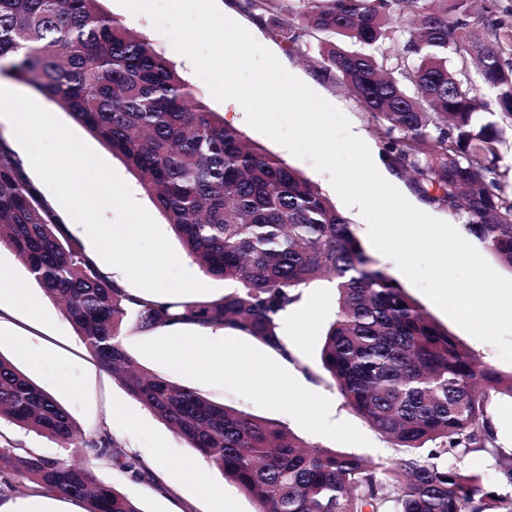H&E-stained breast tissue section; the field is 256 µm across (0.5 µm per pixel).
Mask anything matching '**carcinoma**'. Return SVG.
Here are the masks:
<instances>
[{
    "instance_id": "obj_1",
    "label": "carcinoma",
    "mask_w": 512,
    "mask_h": 512,
    "mask_svg": "<svg viewBox=\"0 0 512 512\" xmlns=\"http://www.w3.org/2000/svg\"><path fill=\"white\" fill-rule=\"evenodd\" d=\"M475 0H250L279 5L275 35L301 49L326 40L320 69L346 86L383 130L384 151L418 190L465 219L496 263L512 271V185L499 172L512 129V24ZM487 30L472 33V18ZM477 64L495 94L488 108L468 81ZM0 69L82 124L132 170L172 224L186 256L230 284L217 299L137 296L103 272L60 224L0 140V247L63 305L87 351L136 401L233 481L256 512H512V448L493 444L489 392L512 401L503 374L442 329L366 254L354 225L311 180L210 111L152 44L101 0H0ZM325 280L335 319L323 369L345 403L400 452L392 466L308 445L281 420L211 401L136 367L127 330L175 323L223 327L288 356L278 329L302 288ZM0 418L77 448L73 464L0 448L10 474L89 512H142L97 475L102 459L149 477L108 433L83 440L67 410L0 355ZM484 451L489 481L465 465Z\"/></svg>"
}]
</instances>
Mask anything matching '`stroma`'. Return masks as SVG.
Returning <instances> with one entry per match:
<instances>
[{"mask_svg": "<svg viewBox=\"0 0 512 512\" xmlns=\"http://www.w3.org/2000/svg\"><path fill=\"white\" fill-rule=\"evenodd\" d=\"M216 3L224 15L246 28L261 45L270 50L288 72L340 109L349 119L351 127L362 131L363 140L371 154L377 156L386 180L414 207L448 222L457 231H464L465 225L459 216L449 212L447 206L432 202L420 194L411 176L390 164L374 122L369 120L346 88L320 70L315 61L316 43H308L307 47L299 50L286 47L274 34L275 13L254 12L246 0H216ZM101 6L108 14L121 19L131 31L147 38L180 75L195 87L211 111L223 115L226 121L234 123L252 142L285 160L316 183L352 222L366 253L376 256L379 265L393 277H400L401 272L393 261L377 255L368 236L366 220L358 208L340 201L328 174L315 170L309 161L293 156L286 148L253 129L245 117L234 116L233 112L228 111L223 102L211 95L206 84L189 66L187 58L177 53L170 41L154 29L147 16L132 15L117 0H102ZM403 287L461 345L474 351L495 370L512 372V363L502 361L492 344L480 341L464 331L413 283L404 282ZM29 291L39 302L40 317L36 320L0 321V355L11 360L19 370L57 400L78 424L84 439L92 440L101 432H110L125 452L138 457L152 475L151 480L138 481L110 462L101 461L97 464V472L102 481L136 502L141 512H209L207 500L198 492L202 485L223 488L224 512H255V503L214 468H204L197 484L181 482L179 475L190 461L196 459V451L133 400L111 374L99 366L86 351L59 306L46 297L37 284L30 283ZM335 310L336 294L328 282L316 281L304 288L300 302L289 312L287 326L280 329L291 353L287 359L254 338L231 330L225 331L224 348L220 351L210 348L206 337L188 336V343L206 352L205 360L200 362L196 374L192 376L174 361L157 354L156 349L164 339L162 330L150 333L131 330L124 334L123 343L137 365L175 383L194 387L212 401L238 407L255 416L286 421L291 430L308 443L364 456L379 464L394 463L398 457L397 451L345 405L322 368L320 352L323 338ZM42 319L52 323L49 333L36 335L34 339L35 344L44 349V356L34 360L20 355L19 332H34ZM227 350L252 352L265 357L272 367L274 378L296 380L304 393L317 395L326 402L325 412L315 421L308 416L301 402L284 404L273 400L268 393H244L229 379L209 380L210 363L222 358ZM119 407L135 415L137 424H128L116 416L115 410Z\"/></svg>", "mask_w": 512, "mask_h": 512, "instance_id": "1", "label": "stroma"}]
</instances>
